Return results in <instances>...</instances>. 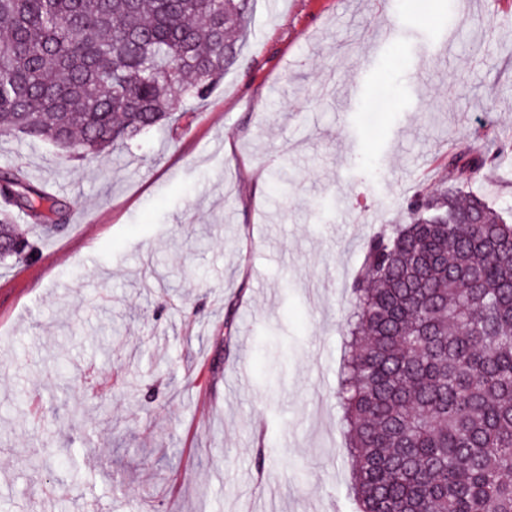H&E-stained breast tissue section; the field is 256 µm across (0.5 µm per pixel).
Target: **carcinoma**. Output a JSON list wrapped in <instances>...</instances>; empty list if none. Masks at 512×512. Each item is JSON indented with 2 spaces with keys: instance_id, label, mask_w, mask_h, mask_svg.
Here are the masks:
<instances>
[{
  "instance_id": "obj_1",
  "label": "carcinoma",
  "mask_w": 512,
  "mask_h": 512,
  "mask_svg": "<svg viewBox=\"0 0 512 512\" xmlns=\"http://www.w3.org/2000/svg\"><path fill=\"white\" fill-rule=\"evenodd\" d=\"M253 0H0V134L84 160L208 98ZM512 151L448 156L351 285L339 396L359 512H512V223L462 183ZM64 228L56 199L0 175V264L35 254L15 213Z\"/></svg>"
}]
</instances>
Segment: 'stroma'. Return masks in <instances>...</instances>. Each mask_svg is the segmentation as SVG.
<instances>
[{"instance_id":"stroma-1","label":"stroma","mask_w":512,"mask_h":512,"mask_svg":"<svg viewBox=\"0 0 512 512\" xmlns=\"http://www.w3.org/2000/svg\"><path fill=\"white\" fill-rule=\"evenodd\" d=\"M487 130L512 0H254L212 96L119 156L0 135L67 214L0 267V512H356L350 285ZM469 189L512 215V155Z\"/></svg>"}]
</instances>
